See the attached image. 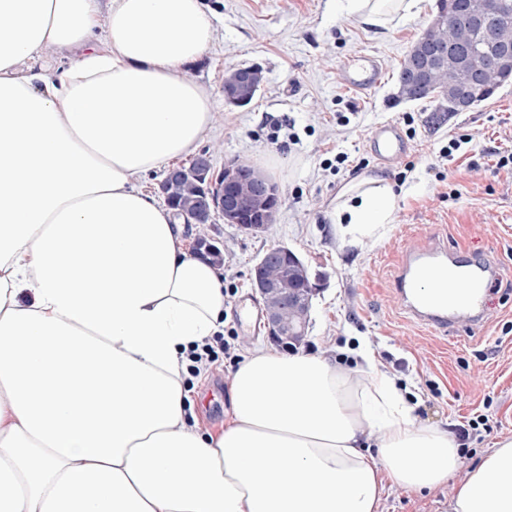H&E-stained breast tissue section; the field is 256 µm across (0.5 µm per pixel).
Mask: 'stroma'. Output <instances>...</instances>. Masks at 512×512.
Listing matches in <instances>:
<instances>
[{"instance_id":"35a3bbf8","label":"stroma","mask_w":512,"mask_h":512,"mask_svg":"<svg viewBox=\"0 0 512 512\" xmlns=\"http://www.w3.org/2000/svg\"><path fill=\"white\" fill-rule=\"evenodd\" d=\"M438 0L384 26L337 14L333 0H215L217 34L189 74L216 103L212 128L200 142L214 170L230 160L263 163L281 192L274 224L251 234L214 216L186 225L183 238L204 236L224 250L228 316L225 335L237 355L266 344L265 333L243 334L237 304L252 295L251 267L272 246L295 251L323 288L313 301L312 328L303 351L357 369L355 351L368 346L378 369L408 388L418 423L461 437L473 467L503 438L512 436V82L464 112L440 111L438 99H399L396 73L411 44L437 12ZM358 50L376 53L386 75L367 99H356L336 81L339 62ZM261 67L264 82L245 106L224 101V70ZM397 122L409 144L396 163L376 159L364 147L371 129ZM460 147L448 148L450 139ZM349 156L338 164L339 153ZM363 175L406 177L419 191L398 203L396 220L378 240L349 245L326 224L323 213ZM435 236L475 255L492 254L501 279L481 326L435 332L409 321L391 288V267L408 240ZM236 364L221 360L188 375V405L202 429L228 426L229 386ZM457 479L412 492L388 488L379 512H448Z\"/></svg>"}]
</instances>
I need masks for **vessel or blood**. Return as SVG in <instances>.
<instances>
[{"label": "vessel or blood", "instance_id": "obj_1", "mask_svg": "<svg viewBox=\"0 0 512 512\" xmlns=\"http://www.w3.org/2000/svg\"><path fill=\"white\" fill-rule=\"evenodd\" d=\"M384 73L379 57L363 50L340 62L337 81L353 94L366 95L380 87ZM366 146L388 164L408 151L398 125L391 121L375 126ZM499 279L500 271L489 257L474 258L443 241L429 239L402 249L392 285L405 314L427 328L445 330L482 323Z\"/></svg>", "mask_w": 512, "mask_h": 512}]
</instances>
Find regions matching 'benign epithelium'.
Returning a JSON list of instances; mask_svg holds the SVG:
<instances>
[{"label": "benign epithelium", "instance_id": "1", "mask_svg": "<svg viewBox=\"0 0 512 512\" xmlns=\"http://www.w3.org/2000/svg\"><path fill=\"white\" fill-rule=\"evenodd\" d=\"M444 44L429 39L410 50V56L421 59L413 79L423 84L428 62L443 52ZM471 56H460L459 66L466 80L457 88L456 108L463 112L474 105L469 93L472 72ZM485 72L505 83L512 79V47L497 43V49L481 56ZM200 213L190 217L203 224L219 212L224 223L248 232L266 229L274 223L280 206V191L275 182L251 165L232 160L224 164V172L211 173ZM254 293L266 303L264 326L267 338L277 346L291 351L305 344L310 325L313 297L320 290V280L311 276L303 261L290 248L282 245L269 248L254 264L250 274Z\"/></svg>", "mask_w": 512, "mask_h": 512}]
</instances>
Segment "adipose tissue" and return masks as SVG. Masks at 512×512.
Returning <instances> with one entry per match:
<instances>
[{"mask_svg": "<svg viewBox=\"0 0 512 512\" xmlns=\"http://www.w3.org/2000/svg\"><path fill=\"white\" fill-rule=\"evenodd\" d=\"M336 8L382 26L420 0ZM215 19L206 0H0V512H379L384 478L455 476L450 512H512V437L463 469L368 351L359 373L257 349L232 426L190 421L187 356L224 331V273L136 179L213 123L184 67ZM49 49L79 57L51 70ZM400 194L369 176L325 218L377 239Z\"/></svg>", "mask_w": 512, "mask_h": 512, "instance_id": "adipose-tissue-1", "label": "adipose tissue"}]
</instances>
